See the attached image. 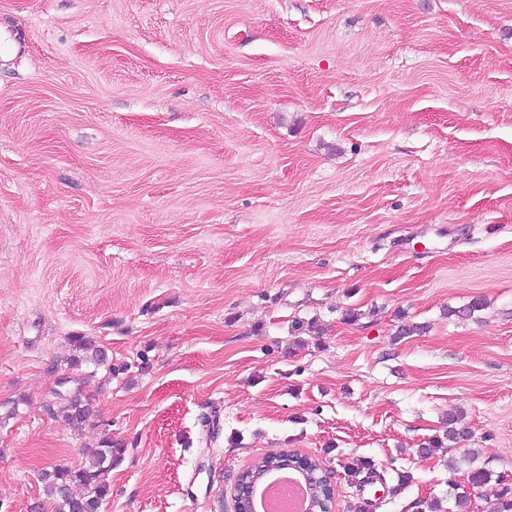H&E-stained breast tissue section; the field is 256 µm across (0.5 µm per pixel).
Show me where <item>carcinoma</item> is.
Returning a JSON list of instances; mask_svg holds the SVG:
<instances>
[{"instance_id":"carcinoma-1","label":"carcinoma","mask_w":512,"mask_h":512,"mask_svg":"<svg viewBox=\"0 0 512 512\" xmlns=\"http://www.w3.org/2000/svg\"><path fill=\"white\" fill-rule=\"evenodd\" d=\"M73 343L77 355L69 359V365L82 362L99 365L106 361L105 352L85 337L77 336ZM55 395L65 401L63 412L72 426L80 428L95 415L90 399L77 394L67 396L59 391ZM121 454L122 450L112 447V438L108 437L78 467H55L44 472L42 480L55 512H95L110 494L109 474Z\"/></svg>"}]
</instances>
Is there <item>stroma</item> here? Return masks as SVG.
<instances>
[{"mask_svg":"<svg viewBox=\"0 0 512 512\" xmlns=\"http://www.w3.org/2000/svg\"><path fill=\"white\" fill-rule=\"evenodd\" d=\"M0 37V512L106 437L102 512H233L282 448L336 512L512 490V0H0ZM75 351L79 354L74 355L69 359L70 366H76L82 362L93 364H103L106 361L105 352L99 347L86 340L83 336H76L73 339ZM54 394L65 401L63 412L73 427L82 428L95 415V406L89 398H83L77 394L67 396L59 391ZM285 454L275 461L274 465L280 468H289L302 475L318 490L329 489L330 495L320 498V507L312 508L313 512H334L335 511V487L327 477V468L323 461L316 460V464L312 462L311 455L301 453L295 450L284 451Z\"/></svg>","mask_w":512,"mask_h":512,"instance_id":"35a3bbf8","label":"stroma"}]
</instances>
